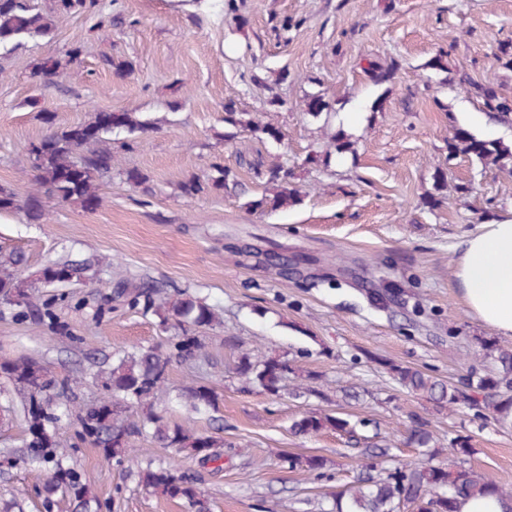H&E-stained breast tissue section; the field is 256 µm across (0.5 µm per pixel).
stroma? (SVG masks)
Listing matches in <instances>:
<instances>
[{"mask_svg": "<svg viewBox=\"0 0 512 512\" xmlns=\"http://www.w3.org/2000/svg\"><path fill=\"white\" fill-rule=\"evenodd\" d=\"M239 2L248 23L234 34L224 0H101L104 24L55 10L56 0H34L50 33L0 49V186L18 200L36 189L28 148L52 131L102 110L149 124L109 134L118 163L100 180L95 209L53 204L38 224L20 211L0 213V252L23 254L15 273L27 284L55 261L93 265L92 279L63 288L56 302L66 335L0 303V360L26 356L75 380L77 409L104 399L98 374L116 352L170 349L173 329L114 298L118 281L182 292L215 309L219 324L204 331L201 351L172 361L155 408L223 439L221 469L149 438L124 460L106 456L79 439L75 409L54 432L99 512H189L182 500L142 492L135 468L148 461L194 480L211 512H320L368 476L369 450L416 460L407 442L416 422L432 432L439 461L453 440L465 441L466 466L512 488V426L498 413L511 390L476 392V410L441 409L384 367L412 366L465 391L475 377L496 375L493 348L512 350L511 336L468 313L453 275L479 224L512 219V174L448 155L458 127L512 149V125L490 122L468 91L490 84L512 98V66L500 53L512 46V0ZM285 16L303 23L282 41L273 25ZM366 55L397 63L393 79L373 84L360 67ZM439 56L441 71L430 66ZM48 59L61 63L59 84L35 85L30 73ZM312 95L329 103V118L307 114ZM33 98L53 124L29 107ZM229 99L280 126L285 143L225 124ZM345 115L350 147L327 152ZM278 161L298 200L273 209L262 200L273 194L267 171ZM221 168L246 194L182 196V183ZM130 170L143 174L142 184L127 181ZM256 246L307 264L281 276L242 259ZM383 276L406 303L372 305ZM242 352L316 374L313 391L296 394L294 377L276 396L247 386L233 372ZM201 385L216 388L218 410L190 411L185 393ZM22 403L20 388L0 375V512H73L62 492L45 491L51 474L25 446ZM315 410L339 413L360 443L333 431L293 436L292 420ZM285 453L319 457L324 467L288 469Z\"/></svg>", "mask_w": 512, "mask_h": 512, "instance_id": "stroma-1", "label": "stroma"}]
</instances>
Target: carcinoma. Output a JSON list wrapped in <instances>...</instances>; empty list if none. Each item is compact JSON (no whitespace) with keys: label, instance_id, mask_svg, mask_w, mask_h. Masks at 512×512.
<instances>
[{"label":"carcinoma","instance_id":"1","mask_svg":"<svg viewBox=\"0 0 512 512\" xmlns=\"http://www.w3.org/2000/svg\"><path fill=\"white\" fill-rule=\"evenodd\" d=\"M57 9L66 13L96 15L100 11L99 0H58ZM50 23L47 17L36 10L31 0H13L9 9H0V47L22 37L47 34ZM366 76L375 84L386 81L396 70L395 64L382 65L374 59H366L362 67ZM57 71L51 61L34 69L31 78L39 84H49ZM473 93L484 110L490 114L506 117L512 114V100L491 85L476 84ZM224 123L243 131L261 133L270 137L274 125L256 122L239 111L236 106L224 110ZM148 123L137 119L133 112L119 113L118 121L106 124L101 113L93 120L60 132H53L31 150L34 181L40 192L19 203L14 192L0 187V213L24 211L31 223H38L46 214L45 201L57 204L75 202L85 209H93L99 203L95 182L112 172L114 155L106 145V135L119 130L144 131ZM459 154L475 157L484 165H498L509 155L507 147L498 142L478 140L470 133H462L452 140L449 156ZM288 168L281 163L268 170V182L276 186L271 199L272 207H280L296 201V190L290 188ZM236 184L235 175L228 169L220 171V177L208 182L189 180L182 184L181 192L193 198L210 187L226 188ZM19 262L10 255L0 261V300L24 301L19 314L24 316L36 312V319L53 325L57 318L53 310L55 298L41 305L33 302L34 291L18 280L8 267ZM90 266L71 261L52 262L40 274V283L45 287H63L72 282L89 279ZM119 294L128 298V306L143 314L153 313L162 322L178 330L173 343L175 354H164L157 350H139L125 353L112 362V369L102 381L107 392L105 401L79 412L83 441L102 449L112 457L122 458L129 453L133 442L145 436L151 437L163 448L187 451L200 459L201 463H215L221 455L214 452L224 447V442L214 436L200 435L177 422L168 421L156 412L153 401L166 382L172 356L189 358L203 347L200 330L212 326L218 317L206 302L186 294L163 296L139 285L133 290L126 288ZM502 374L498 379H484L477 388L484 390L501 385H512V351H501L497 356ZM391 374L408 391L419 394L437 406L452 407L464 403L472 407L478 401L471 395L450 388L442 381L413 367L392 365ZM0 371L22 388L26 394L23 404L24 418L28 423L26 448L33 458L53 464V489H60L71 497L80 512H94L96 500L86 491L79 475L64 463L60 443L54 440L48 424L58 420L54 412V401L65 396L64 390L52 372L42 364L19 357L0 361ZM235 374L249 385L256 386L269 395H276L281 382L292 372L288 361L268 359L254 361L248 354L238 357L234 365ZM190 409L195 413L217 410V392L205 386L189 389L186 395ZM137 406L142 409V418L129 419L119 404ZM290 430L296 436H312L323 431H336L356 439L355 430L348 420L326 412H310L295 420ZM411 440L423 449V458L414 464L396 465L384 469V474L369 477L356 486L336 493L330 512H455L453 505L461 496L498 493L512 500V491L492 479L463 466L450 467L434 463V454L429 449L432 435L418 427L411 433ZM288 468L305 467L317 471L323 467L318 457L283 455ZM138 484L147 494L166 495L185 501L191 512H209L208 502L192 481L170 468L154 467L150 464L139 468Z\"/></svg>","mask_w":512,"mask_h":512}]
</instances>
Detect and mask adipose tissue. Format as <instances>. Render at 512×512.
<instances>
[{
    "label": "adipose tissue",
    "mask_w": 512,
    "mask_h": 512,
    "mask_svg": "<svg viewBox=\"0 0 512 512\" xmlns=\"http://www.w3.org/2000/svg\"><path fill=\"white\" fill-rule=\"evenodd\" d=\"M454 276L468 313L512 336V221L479 225L464 242Z\"/></svg>",
    "instance_id": "obj_1"
}]
</instances>
